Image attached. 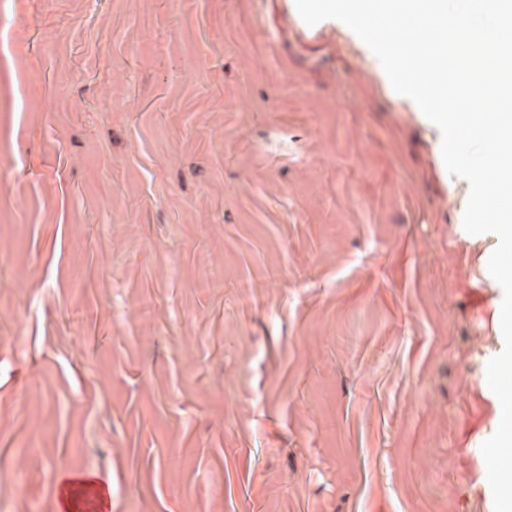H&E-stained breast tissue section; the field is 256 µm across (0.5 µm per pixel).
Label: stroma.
<instances>
[{"mask_svg": "<svg viewBox=\"0 0 512 512\" xmlns=\"http://www.w3.org/2000/svg\"><path fill=\"white\" fill-rule=\"evenodd\" d=\"M382 71L295 0H0V512H494L498 238ZM103 486L91 475H68L59 484V500L64 512L103 510L109 505Z\"/></svg>", "mask_w": 512, "mask_h": 512, "instance_id": "stroma-1", "label": "stroma"}]
</instances>
